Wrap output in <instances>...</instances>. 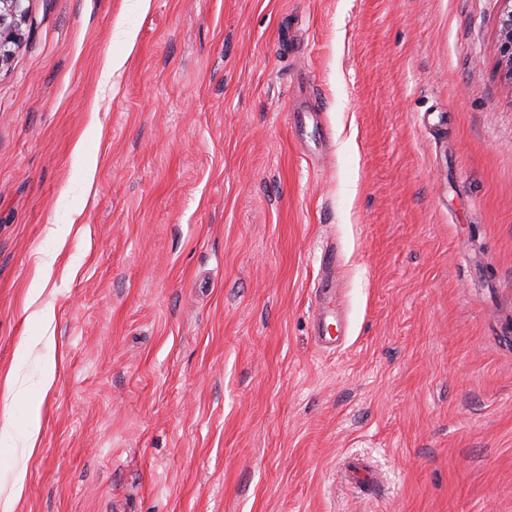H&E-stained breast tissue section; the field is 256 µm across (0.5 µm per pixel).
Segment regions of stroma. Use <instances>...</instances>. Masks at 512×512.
I'll list each match as a JSON object with an SVG mask.
<instances>
[{"label":"stroma","instance_id":"obj_1","mask_svg":"<svg viewBox=\"0 0 512 512\" xmlns=\"http://www.w3.org/2000/svg\"><path fill=\"white\" fill-rule=\"evenodd\" d=\"M498 10L32 0L0 68V490L42 417L14 512H512ZM322 266L324 275L318 282V291L321 294H328L336 290V269L338 267V257L333 247H327L322 256ZM341 314L334 311H329L328 309L324 308H318L315 312V326H316V333L318 337V341L320 344L325 348H336L338 346H341L344 342V338L340 330V326L337 323L336 319L341 318ZM331 317L333 321H335V325L332 324H326V318ZM336 326L337 335L333 336L329 327L330 326ZM348 482L357 486L370 487L374 483L373 474L367 463L361 460H352L346 466Z\"/></svg>","mask_w":512,"mask_h":512}]
</instances>
